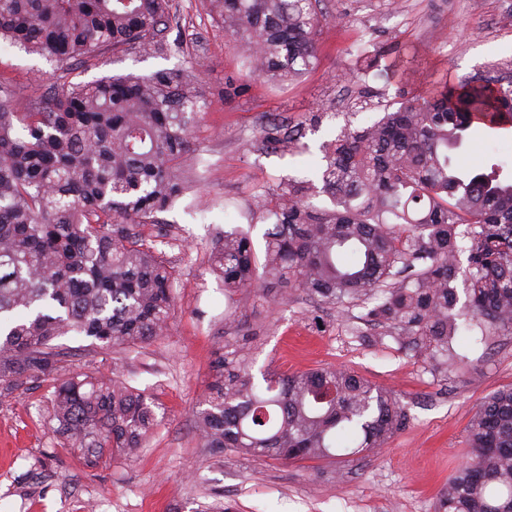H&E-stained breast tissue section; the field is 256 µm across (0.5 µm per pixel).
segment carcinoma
Masks as SVG:
<instances>
[{"instance_id": "obj_1", "label": "carcinoma", "mask_w": 512, "mask_h": 512, "mask_svg": "<svg viewBox=\"0 0 512 512\" xmlns=\"http://www.w3.org/2000/svg\"><path fill=\"white\" fill-rule=\"evenodd\" d=\"M255 76L294 80L315 66L325 18L319 0H201ZM172 0H0V39L58 62L92 61L105 48L165 53L178 24ZM200 70L64 81L18 111L0 82V395L54 387L52 414L70 446L95 466L128 456L159 425L158 405L119 376L63 373L53 341L79 336L101 351L131 350L168 330L174 267L141 243L192 182L191 127L202 115ZM479 112L512 124V83L441 79L360 129L345 125L319 148L312 180L284 178L257 196L264 261L249 234L226 231L211 252L224 290L319 304L378 300L365 320L418 337L441 366L457 357L464 313L485 336L512 333V184L469 173L448 142ZM312 112L260 133L263 148L306 149ZM463 278V291L457 280ZM224 316V345L198 417L203 446L283 461L334 459L381 448L408 423L387 390L342 368L253 373ZM469 454L438 512H512V387L473 415Z\"/></svg>"}]
</instances>
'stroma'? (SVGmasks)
I'll return each mask as SVG.
<instances>
[{
	"mask_svg": "<svg viewBox=\"0 0 512 512\" xmlns=\"http://www.w3.org/2000/svg\"><path fill=\"white\" fill-rule=\"evenodd\" d=\"M173 4L182 28L167 37L183 42L179 54L107 49L91 65L62 67L0 42V81L25 101L48 95L62 79L175 71L193 60L208 100L194 133L200 179L160 213L163 235L153 241L178 273L167 334L130 354L100 353L71 336L55 341L67 373L115 372L150 389L161 425L133 456L116 460L107 453L89 468L57 432L50 384L0 397V512H199L216 501L225 512H434L441 488L466 459L477 404L512 387V334L486 338L480 328L463 330L455 349L465 362L442 370L421 343L366 322L364 306L337 309L298 292L284 301L273 281L267 299L226 298L211 249L219 234L241 228L263 252L255 194L289 175L311 176L320 144L343 125L357 96L373 101L354 114L361 128L382 116V104L399 107L442 77L512 81V0H322L326 24L316 68L291 83L253 80L237 95L224 88L243 62L222 27L205 15L201 0ZM362 51L380 56V69L349 76ZM322 111L321 129L304 138L307 153L258 149L256 139L270 123L296 124ZM469 160L512 174V130L481 131ZM230 304L241 313L240 334L254 339L255 368L354 371L398 395L406 428L382 448L336 460L281 461L204 447L198 413Z\"/></svg>",
	"mask_w": 512,
	"mask_h": 512,
	"instance_id": "obj_1",
	"label": "stroma"
}]
</instances>
